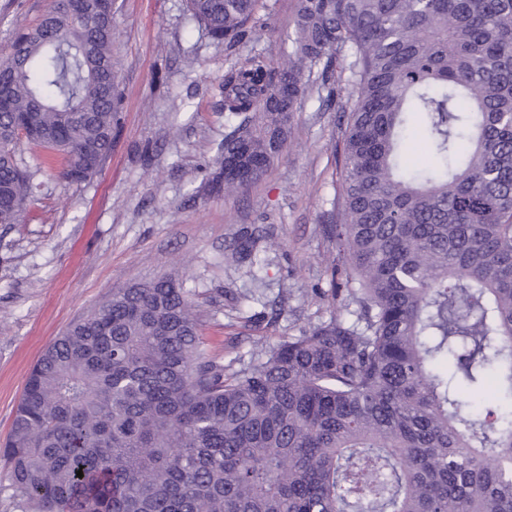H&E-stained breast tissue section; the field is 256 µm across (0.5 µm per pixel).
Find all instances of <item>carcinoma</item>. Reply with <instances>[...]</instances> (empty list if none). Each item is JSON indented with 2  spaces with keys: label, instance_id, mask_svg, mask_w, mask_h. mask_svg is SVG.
Instances as JSON below:
<instances>
[{
  "label": "carcinoma",
  "instance_id": "cac0c4a2",
  "mask_svg": "<svg viewBox=\"0 0 512 512\" xmlns=\"http://www.w3.org/2000/svg\"><path fill=\"white\" fill-rule=\"evenodd\" d=\"M53 0L0 60V224L36 185L21 157L97 173L119 121L112 18ZM259 0H185L233 51ZM283 61L224 74L226 157L282 151L299 100L342 109L329 318L230 371L182 283L112 292L51 342L0 447L30 512H512V0H298ZM430 162L401 149L413 116ZM30 116L41 130L13 138ZM263 230L227 262L261 264ZM357 309L343 316L348 302ZM498 394L476 401L489 374ZM83 477H77L76 471Z\"/></svg>",
  "mask_w": 512,
  "mask_h": 512
}]
</instances>
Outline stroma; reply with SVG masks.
Segmentation results:
<instances>
[{"label": "stroma", "instance_id": "obj_1", "mask_svg": "<svg viewBox=\"0 0 512 512\" xmlns=\"http://www.w3.org/2000/svg\"><path fill=\"white\" fill-rule=\"evenodd\" d=\"M52 0H0V57ZM296 0H262L265 23L240 56L279 59ZM120 125L100 170L76 184L39 150L22 158L37 186L20 221L0 225V444L45 348L114 289L168 275L190 292L210 356L232 370L328 318L322 292L340 198L338 114L306 96L284 150L244 192H224L221 86L230 56L184 0H116ZM276 245L257 267L228 264L240 228ZM294 293L281 299L282 285Z\"/></svg>", "mask_w": 512, "mask_h": 512}]
</instances>
